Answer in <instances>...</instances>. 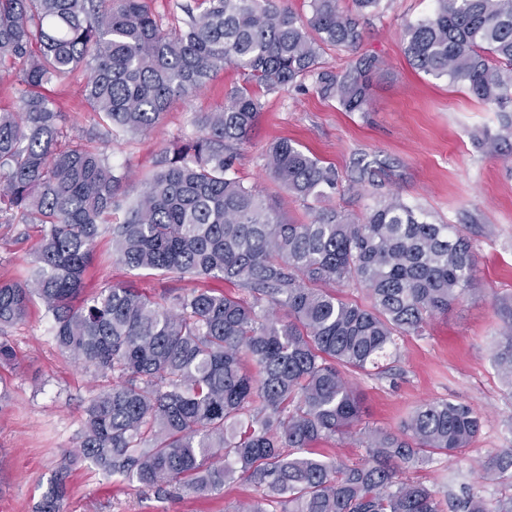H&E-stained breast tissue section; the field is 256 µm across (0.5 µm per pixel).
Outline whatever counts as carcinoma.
<instances>
[{"mask_svg":"<svg viewBox=\"0 0 512 512\" xmlns=\"http://www.w3.org/2000/svg\"><path fill=\"white\" fill-rule=\"evenodd\" d=\"M182 28L152 0H0V81L12 78L17 109L0 111V214L38 228L34 267L0 283V365L17 359L8 328L39 300L57 347L112 373L85 409L79 452L50 478L40 512H61L70 466L153 491L203 494L245 480L259 495L230 512H512V496L444 495L399 479L453 456L480 433L468 405L431 400L393 432L356 430L362 396L346 377L378 366L402 336L470 290V238L435 224L400 196L353 216L323 209L306 223L241 182L237 146L248 139L261 93L301 87L346 112H365L378 59L360 55L333 74L330 48L360 44V20L383 0H309L298 16L274 0H202ZM403 53L415 69L462 86L487 105L512 101V0H434L405 24ZM234 68L255 87L234 86L199 133L163 148L139 194L103 152L58 148L68 119L43 92L85 75L82 95L104 131L143 133L169 102ZM268 174L309 205L339 189V175L283 140L265 154ZM124 218L109 223L112 211ZM115 263L155 276L224 281L242 296L192 289L154 298L132 282L83 297L102 227ZM355 285L360 303L339 295ZM496 366L512 384V305L502 306ZM380 367V366H378ZM388 368L380 367L385 374ZM358 437L367 459L348 464L319 445ZM482 478L512 480V449L487 458Z\"/></svg>","mask_w":512,"mask_h":512,"instance_id":"cac0c4a2","label":"carcinoma"}]
</instances>
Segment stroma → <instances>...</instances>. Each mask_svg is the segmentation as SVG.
Segmentation results:
<instances>
[{"label": "stroma", "instance_id": "stroma-1", "mask_svg": "<svg viewBox=\"0 0 512 512\" xmlns=\"http://www.w3.org/2000/svg\"><path fill=\"white\" fill-rule=\"evenodd\" d=\"M433 8V0H385L382 13L362 19L363 38L356 48L325 51L322 66L331 72L363 54L381 61L367 111H343L309 84L262 95V110L235 170L245 184L281 198L282 186L264 167V153L277 141L300 144L335 167L344 180L360 160L375 171L372 185L360 191L340 188L325 200V207L360 215L371 197L396 194L428 212L432 221L457 225L471 238L478 255L472 291L448 311L429 318L423 335L400 341L390 374L359 373L353 380L365 398V419L375 427L399 430L409 413L428 400L461 402L480 414L481 432L461 453L438 457L420 469L401 470L400 477L456 493L467 486L496 498L512 493V486L482 480L479 465L512 448V389L494 359L503 326L499 300L512 296V155L488 152L484 141L499 132L503 117L512 118V103L502 109L482 104L466 90L449 86L447 79L409 65L402 51V27ZM246 82L240 72L221 71L196 94L174 101L147 133L120 136L106 146L93 140L89 146L105 148L116 170H131L124 191L135 196L153 170L159 149L193 136L202 115L223 104L225 91ZM82 86L77 76L67 84L46 87L80 137L97 122L85 108ZM37 242L32 225L0 216V282L25 277ZM95 252L86 274L91 293L106 283L129 279L154 297L207 285L203 279L133 275L114 263L106 231L97 238ZM8 334L17 362L0 368V389L8 394L0 407V500L12 512H39L42 493L62 457L78 449L85 407L112 379L58 350L40 304H33ZM254 494L253 487L240 480L220 494L181 493L160 500L137 483L105 476L81 462L67 480L62 510L225 512Z\"/></svg>", "mask_w": 512, "mask_h": 512}]
</instances>
